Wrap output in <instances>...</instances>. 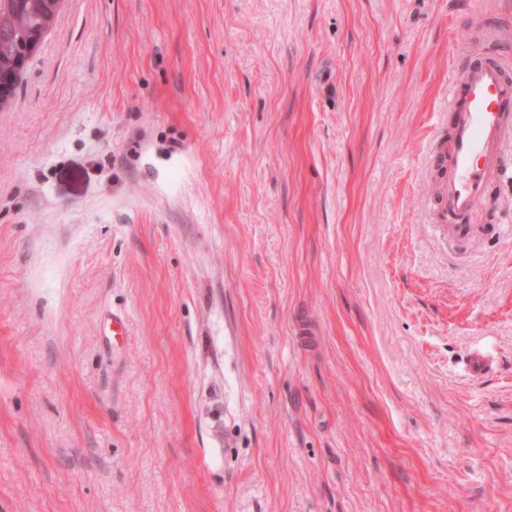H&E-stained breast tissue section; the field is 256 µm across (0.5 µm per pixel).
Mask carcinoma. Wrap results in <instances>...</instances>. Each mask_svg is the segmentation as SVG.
<instances>
[{"label": "carcinoma", "mask_w": 512, "mask_h": 512, "mask_svg": "<svg viewBox=\"0 0 512 512\" xmlns=\"http://www.w3.org/2000/svg\"><path fill=\"white\" fill-rule=\"evenodd\" d=\"M53 0H0V75L14 71V62L35 33H46L58 10Z\"/></svg>", "instance_id": "cac0c4a2"}]
</instances>
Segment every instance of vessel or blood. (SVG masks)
<instances>
[{
    "label": "vessel or blood",
    "instance_id": "1",
    "mask_svg": "<svg viewBox=\"0 0 512 512\" xmlns=\"http://www.w3.org/2000/svg\"><path fill=\"white\" fill-rule=\"evenodd\" d=\"M449 134L437 145L448 177L437 185L448 219L467 222L492 192L499 162L512 148V80L504 59L489 57L463 68L448 91Z\"/></svg>",
    "mask_w": 512,
    "mask_h": 512
}]
</instances>
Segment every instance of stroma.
I'll return each instance as SVG.
<instances>
[{
    "instance_id": "stroma-1",
    "label": "stroma",
    "mask_w": 512,
    "mask_h": 512,
    "mask_svg": "<svg viewBox=\"0 0 512 512\" xmlns=\"http://www.w3.org/2000/svg\"><path fill=\"white\" fill-rule=\"evenodd\" d=\"M506 25L65 0L0 112V512H512V154L460 228L431 160Z\"/></svg>"
}]
</instances>
